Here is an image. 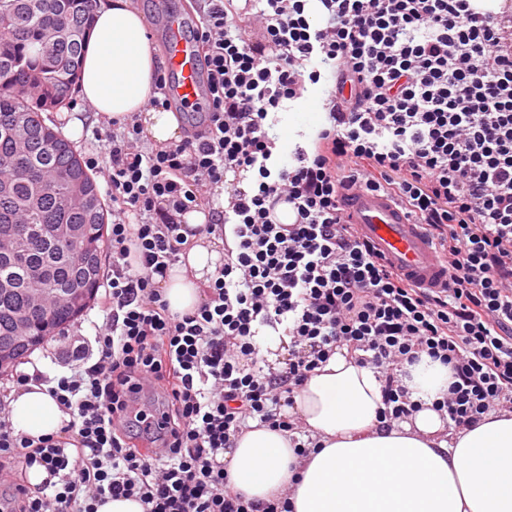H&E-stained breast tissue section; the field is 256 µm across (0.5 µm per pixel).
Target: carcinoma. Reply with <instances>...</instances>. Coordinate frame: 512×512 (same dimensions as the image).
<instances>
[{"mask_svg":"<svg viewBox=\"0 0 512 512\" xmlns=\"http://www.w3.org/2000/svg\"><path fill=\"white\" fill-rule=\"evenodd\" d=\"M95 0H0V351L20 363L97 293L107 205L73 144L43 116L77 83ZM79 193L88 209L66 207ZM79 286L39 310L30 291Z\"/></svg>","mask_w":512,"mask_h":512,"instance_id":"obj_1","label":"carcinoma"}]
</instances>
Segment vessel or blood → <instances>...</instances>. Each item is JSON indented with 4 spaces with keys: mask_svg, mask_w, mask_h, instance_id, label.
Instances as JSON below:
<instances>
[{
    "mask_svg": "<svg viewBox=\"0 0 512 512\" xmlns=\"http://www.w3.org/2000/svg\"><path fill=\"white\" fill-rule=\"evenodd\" d=\"M165 39L171 94L182 105L201 102L204 78L198 66L200 48L189 33L188 19L169 20ZM343 214L359 236L410 282L423 288H440L448 283L447 261L440 257L422 226L415 224L392 196L359 188L346 190Z\"/></svg>",
    "mask_w": 512,
    "mask_h": 512,
    "instance_id": "b4317fda",
    "label": "vessel or blood"
}]
</instances>
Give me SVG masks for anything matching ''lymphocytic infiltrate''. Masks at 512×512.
<instances>
[{"label":"lymphocytic infiltrate","instance_id":"obj_1","mask_svg":"<svg viewBox=\"0 0 512 512\" xmlns=\"http://www.w3.org/2000/svg\"><path fill=\"white\" fill-rule=\"evenodd\" d=\"M208 108L195 131L152 150L129 115L88 158L112 198L106 317L97 352L71 375L19 373L69 419L59 434L16 433L0 397V512H291L234 490L224 452L250 422L308 430L287 414L335 351L374 369L382 428L419 411L402 383L421 356L450 366L433 405L468 430L512 413V0H195ZM326 121L278 153L270 118L309 87ZM396 198L448 261L435 293L406 282L344 223L341 194ZM223 201L216 209L215 201ZM288 224L273 213L280 201ZM212 211L198 236L224 260L174 315L161 278L186 241L181 217ZM283 328V367L257 340ZM43 468L38 491L14 470Z\"/></svg>","mask_w":512,"mask_h":512}]
</instances>
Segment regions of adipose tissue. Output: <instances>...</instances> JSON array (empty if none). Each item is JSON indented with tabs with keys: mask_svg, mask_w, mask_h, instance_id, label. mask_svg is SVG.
Listing matches in <instances>:
<instances>
[{
	"mask_svg": "<svg viewBox=\"0 0 512 512\" xmlns=\"http://www.w3.org/2000/svg\"><path fill=\"white\" fill-rule=\"evenodd\" d=\"M158 68L143 14L131 0H101L87 33L82 101L107 120L138 113L157 145L180 141L176 113L146 105ZM222 245L190 237L183 261L163 284L171 312L195 307L197 284L222 262ZM405 370L403 383L421 408L411 421L382 431L377 420L384 404L373 369L335 352L292 408L315 448L297 456L282 432L252 426L224 454L234 488L269 500L290 486L292 512H512V415L446 432L432 405L448 392L450 367L424 356ZM65 418L37 384L21 387L9 404L15 432L33 438L57 433Z\"/></svg>",
	"mask_w": 512,
	"mask_h": 512,
	"instance_id": "1",
	"label": "adipose tissue"
}]
</instances>
